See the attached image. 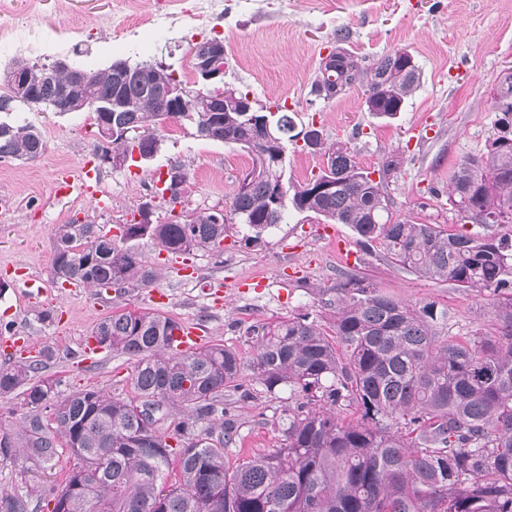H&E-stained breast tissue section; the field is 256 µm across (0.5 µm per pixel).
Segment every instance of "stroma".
Here are the masks:
<instances>
[{
  "label": "stroma",
  "instance_id": "1",
  "mask_svg": "<svg viewBox=\"0 0 512 512\" xmlns=\"http://www.w3.org/2000/svg\"><path fill=\"white\" fill-rule=\"evenodd\" d=\"M207 11L205 0H0V79L16 58H65L78 67L99 68L122 59L162 62L175 76L192 66L190 47L206 38L224 42V81L273 107L287 104L296 124L316 122L326 138L348 143L358 165L379 169L390 155L402 159L388 182L393 218H408L458 230L448 204V179L466 156L484 153L497 118L493 91L512 71V0H223ZM344 35L345 48L372 60L408 49L422 77L404 112L391 121L366 112L360 89L333 100L311 93V81L326 52ZM29 42L18 50L17 40ZM11 120L35 125L47 142L40 158L0 161V324L14 323L36 349L52 350L41 377L58 380L70 393L104 390L133 397V357L103 350L85 362L84 340L101 319L128 310H151L149 292L126 294L61 287L50 271L58 225L93 220L115 231L146 194L145 185L177 162L187 164L186 191L192 206L230 203L250 156L231 145L196 138L168 126L160 151L150 160L115 168L100 163L103 140L92 109L49 112L15 106ZM97 166L111 201L100 207L80 191L56 197L51 177ZM246 225L224 239L223 252L199 251L171 259L156 282L169 296L165 315L198 324L206 344L234 348L243 364L241 387L224 402L239 426L237 444L224 453L227 468L282 443L276 421L279 399L253 375V331L288 315L318 313L317 292L336 283L346 269L384 292L413 304L447 309L451 334L497 339L494 299L448 282L425 279L388 260L383 247L362 249L351 229L307 213L289 212L259 246L246 244ZM40 280L46 294L29 301L22 278ZM75 464L69 449L54 468L22 457L0 458V495L33 484L59 485Z\"/></svg>",
  "mask_w": 512,
  "mask_h": 512
}]
</instances>
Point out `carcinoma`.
<instances>
[{
  "mask_svg": "<svg viewBox=\"0 0 512 512\" xmlns=\"http://www.w3.org/2000/svg\"><path fill=\"white\" fill-rule=\"evenodd\" d=\"M46 63L20 59L13 69L28 91L51 98L42 82ZM330 67L336 95L353 87L379 88L367 111L392 119L420 86L417 64L398 54L366 65L336 47ZM93 82L71 86L77 105L116 101L109 121L126 133L105 138V152L127 157L139 148L151 158L167 124L154 109L157 91L180 83L168 66L126 60L92 70ZM222 84L193 95L198 108L185 121L204 140L231 144L251 155L229 215L218 222L199 214L189 224L153 220L125 224L108 237L100 225L61 224L55 233L52 276L60 284L124 294L150 288L158 268L142 259L144 241L173 255L218 250L227 226L238 219L258 246L283 222L288 209L348 225L368 249L382 245L408 272L452 282L498 300L500 336L439 339L448 310L412 305L365 278L343 272L319 290L330 320L288 316L256 332L254 375L267 393L288 390L279 417L283 443L247 458L230 471L224 449L238 438L224 418V389L240 387L236 350L214 344L179 352V321L145 310L101 319L93 328L101 347L136 358V400L102 390L61 396L57 383L40 380L42 362L0 365V398L22 395L18 423L0 420V456L20 448L27 459L54 466L58 449L76 459L65 481L46 491L32 487L0 499V512H30L51 499L50 512H512V240L448 232L435 224L392 220L389 201L347 143L323 139L334 189L316 191V175L301 183L282 179L272 164L278 140L294 127L286 112L240 111L224 99ZM268 118L269 124L261 123ZM490 136L486 151L466 156L448 182L456 211H479L512 224V120ZM46 150L35 126L0 119V159L34 160ZM282 185L276 203L274 188ZM358 417L340 416L344 405ZM172 430L162 428L176 409ZM179 481L166 484L171 458Z\"/></svg>",
  "mask_w": 512,
  "mask_h": 512,
  "instance_id": "carcinoma-1",
  "label": "carcinoma"
}]
</instances>
